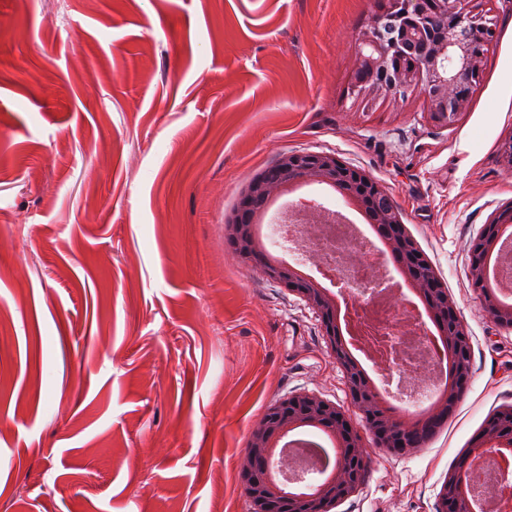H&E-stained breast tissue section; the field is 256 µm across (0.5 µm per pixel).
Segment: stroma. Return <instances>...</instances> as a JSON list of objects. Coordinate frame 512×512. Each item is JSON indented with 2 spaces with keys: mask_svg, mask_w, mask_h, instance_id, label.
<instances>
[{
  "mask_svg": "<svg viewBox=\"0 0 512 512\" xmlns=\"http://www.w3.org/2000/svg\"><path fill=\"white\" fill-rule=\"evenodd\" d=\"M458 121L346 94L374 0H0V512H249L241 465L278 400L358 428L333 512H438L495 409L512 329L473 246L512 206V0ZM287 152L375 178L448 288L471 377L418 451L379 447L319 314L224 239ZM471 280L480 292L481 302L493 320L502 327L512 328V304L497 302L488 286L489 267L486 260H474L471 265ZM488 297L491 301H488Z\"/></svg>",
  "mask_w": 512,
  "mask_h": 512,
  "instance_id": "stroma-1",
  "label": "stroma"
}]
</instances>
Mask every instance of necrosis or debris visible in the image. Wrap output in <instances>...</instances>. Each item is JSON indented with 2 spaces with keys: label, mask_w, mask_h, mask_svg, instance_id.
I'll return each mask as SVG.
<instances>
[{
  "label": "necrosis or debris",
  "mask_w": 512,
  "mask_h": 512,
  "mask_svg": "<svg viewBox=\"0 0 512 512\" xmlns=\"http://www.w3.org/2000/svg\"><path fill=\"white\" fill-rule=\"evenodd\" d=\"M287 252L315 260L318 274L341 292V316L350 346L380 368L383 395L392 410L416 406L448 379V354L432 333L422 307L405 298L395 310L397 284L388 258L365 225L333 208L312 213L282 206L273 223ZM512 475V452L477 461L466 479L476 491L478 512H512L503 481Z\"/></svg>",
  "instance_id": "obj_1"
}]
</instances>
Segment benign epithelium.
Listing matches in <instances>:
<instances>
[{
  "label": "benign epithelium",
  "instance_id": "1",
  "mask_svg": "<svg viewBox=\"0 0 512 512\" xmlns=\"http://www.w3.org/2000/svg\"><path fill=\"white\" fill-rule=\"evenodd\" d=\"M469 0H380L371 16L370 29L358 47L350 77L352 96L359 99H405L420 91L428 102L430 120L453 125L469 103L471 88L482 77L484 57L494 38L492 22L470 13ZM416 57L402 62L405 52ZM303 182L337 189L354 210L379 233L385 252L405 285L425 306L437 336L449 348L451 373L424 419L401 423L390 413L364 365L338 339V297L301 269L271 260L257 235V215L275 196L292 192ZM384 193L370 175L353 169L336 155L285 153L275 165L257 173L241 196L224 237L244 258L259 260L261 271L282 286L300 294L321 316L336 360L345 370L351 396L362 411L379 446L404 453L419 447L416 433L447 419L471 375L470 340L456 315L447 287L424 258L408 233L397 207L378 204ZM512 226V207L486 226L479 241L490 248ZM471 280L493 320L512 328V304L498 302L488 286L489 267L478 259L471 265ZM311 428L324 433L337 450L334 465L318 471L315 483L295 488L285 477L281 440ZM502 448H512V406L486 420L473 448L459 466L448 473L439 494V512H475V495L463 482L464 472L476 459ZM366 468L360 436L335 404L311 394L275 403L251 430L249 451L243 460L244 493L250 512H331L336 503L356 489Z\"/></svg>",
  "mask_w": 512,
  "mask_h": 512
}]
</instances>
